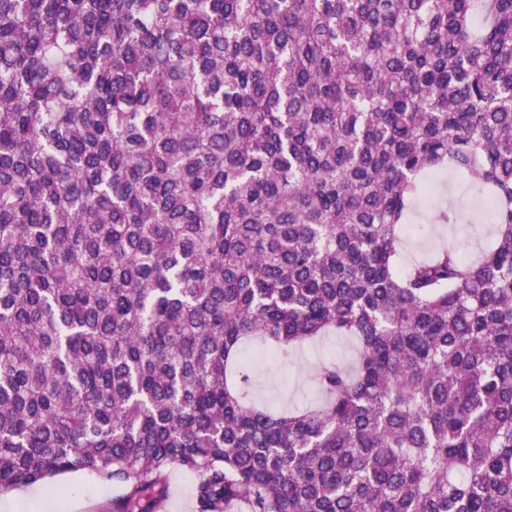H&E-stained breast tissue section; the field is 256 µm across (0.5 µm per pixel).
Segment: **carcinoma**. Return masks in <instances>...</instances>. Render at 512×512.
<instances>
[{
    "mask_svg": "<svg viewBox=\"0 0 512 512\" xmlns=\"http://www.w3.org/2000/svg\"><path fill=\"white\" fill-rule=\"evenodd\" d=\"M486 250L404 267L433 175ZM441 207V227L462 223ZM336 335L324 400L243 346ZM512 512V0H0V493ZM247 350L248 355H263L261 361L255 362L261 369L256 394L270 408L283 411L317 399L319 395L309 380L311 370L319 362L330 359H336L347 367L353 366L357 345L348 337H325L298 349L288 366L274 360L260 343H249ZM195 478L180 468H171L168 471L167 482L169 497L166 503V512H193V484Z\"/></svg>",
    "mask_w": 512,
    "mask_h": 512,
    "instance_id": "carcinoma-1",
    "label": "carcinoma"
}]
</instances>
